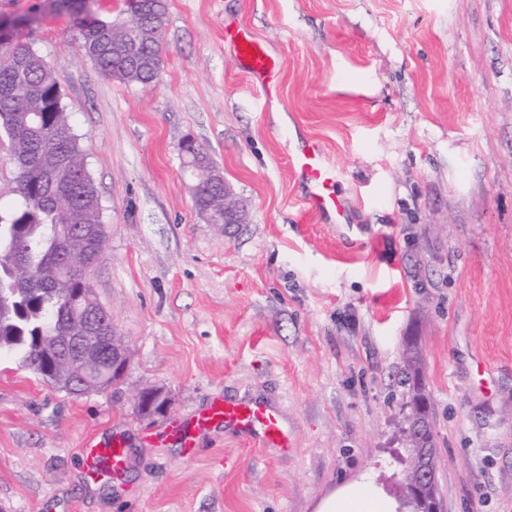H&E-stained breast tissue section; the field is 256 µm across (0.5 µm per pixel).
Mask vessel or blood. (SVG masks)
Here are the masks:
<instances>
[{"label":"vessel or blood","mask_w":512,"mask_h":512,"mask_svg":"<svg viewBox=\"0 0 512 512\" xmlns=\"http://www.w3.org/2000/svg\"><path fill=\"white\" fill-rule=\"evenodd\" d=\"M244 72L260 87L268 100L280 97L279 74L282 63L236 21L224 23ZM291 165L305 187L304 202L309 211L335 224L350 221V211L341 190V176L326 159L322 146L311 137H303L291 157ZM224 424L255 439L264 446L287 447L288 435L282 425L281 413L260 399L247 401L218 400L200 412L195 419L177 424L185 441H192L195 432L211 425ZM88 474H95L98 460L119 465L123 459L122 442L108 438L99 442L87 441L84 449Z\"/></svg>","instance_id":"obj_1"}]
</instances>
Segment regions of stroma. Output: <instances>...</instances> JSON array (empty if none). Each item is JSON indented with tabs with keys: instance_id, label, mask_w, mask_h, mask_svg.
I'll list each match as a JSON object with an SVG mask.
<instances>
[{
	"instance_id": "1",
	"label": "stroma",
	"mask_w": 512,
	"mask_h": 512,
	"mask_svg": "<svg viewBox=\"0 0 512 512\" xmlns=\"http://www.w3.org/2000/svg\"><path fill=\"white\" fill-rule=\"evenodd\" d=\"M237 17L283 61L281 104L238 68ZM32 19L99 191L91 281L127 373L72 396L0 353L6 512H318L365 481L394 496L416 339L444 512H512V0H168L159 79L106 76L53 0ZM319 140L350 224L308 214L288 155ZM210 154L246 205L198 213L180 144ZM164 390L166 416L138 392ZM279 406L284 448L175 423L214 399ZM124 438L129 470L93 482L88 437ZM136 405L138 413L143 417L164 415L170 408L167 397L162 390L157 388L141 391L137 397Z\"/></svg>"
}]
</instances>
